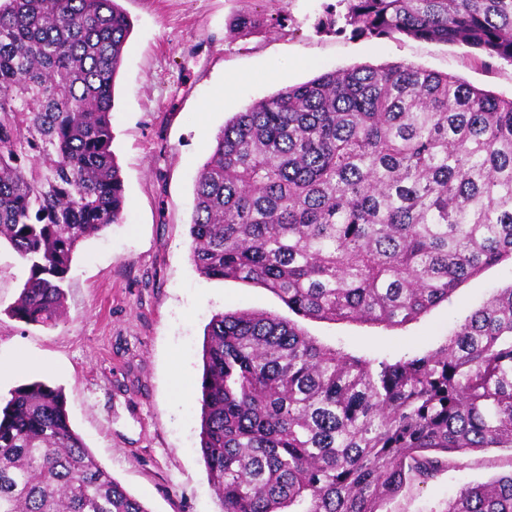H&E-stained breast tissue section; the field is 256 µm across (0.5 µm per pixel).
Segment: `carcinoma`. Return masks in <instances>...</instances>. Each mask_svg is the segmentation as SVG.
<instances>
[{
    "instance_id": "cac0c4a2",
    "label": "carcinoma",
    "mask_w": 512,
    "mask_h": 512,
    "mask_svg": "<svg viewBox=\"0 0 512 512\" xmlns=\"http://www.w3.org/2000/svg\"><path fill=\"white\" fill-rule=\"evenodd\" d=\"M262 24L243 14L233 30ZM317 28L512 63V0H336ZM129 36L117 0H0V243L29 269L8 310L20 322H61L77 246L124 221L111 117ZM189 237L206 279L307 319L403 326L512 258V99L404 63L287 85L215 135ZM200 428L221 512H378L449 454L512 449V286L399 359L270 312L217 313ZM0 512L148 509L74 432L61 388L34 381L0 405ZM444 512H512V472Z\"/></svg>"
}]
</instances>
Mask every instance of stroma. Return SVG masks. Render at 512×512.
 Returning <instances> with one entry per match:
<instances>
[{
    "label": "stroma",
    "mask_w": 512,
    "mask_h": 512,
    "mask_svg": "<svg viewBox=\"0 0 512 512\" xmlns=\"http://www.w3.org/2000/svg\"><path fill=\"white\" fill-rule=\"evenodd\" d=\"M330 2L120 0L132 29L116 80L112 150L126 220L78 245L64 283L67 316L53 327L7 315L27 269L0 246V356L20 352L36 361L0 380V396L33 380L62 386L74 430L149 512H220L200 453L202 346L212 316L241 309L290 315L269 291L206 280L189 259L195 180L224 123L284 86L359 65L410 63L512 98V64L468 46L317 32ZM245 13L263 27L230 36ZM228 79L234 94L216 101ZM511 285L506 258L401 327L300 325L323 345L394 359L444 344L457 323ZM510 471L507 448L454 455L427 482L407 481L379 512H441L462 485Z\"/></svg>",
    "instance_id": "1"
}]
</instances>
